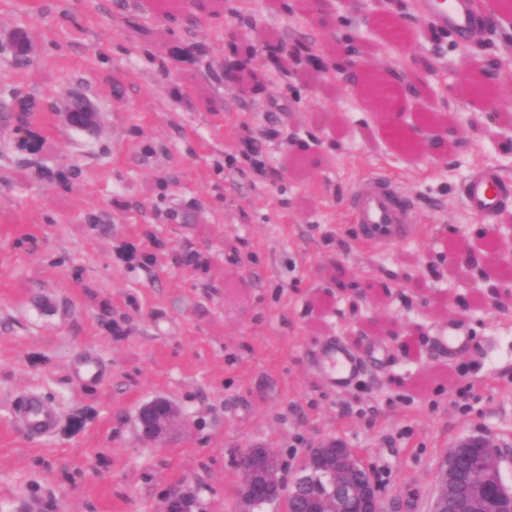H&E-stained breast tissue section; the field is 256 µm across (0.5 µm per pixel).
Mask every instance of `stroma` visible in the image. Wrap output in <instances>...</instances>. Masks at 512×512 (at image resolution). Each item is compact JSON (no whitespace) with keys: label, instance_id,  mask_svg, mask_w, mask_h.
Returning <instances> with one entry per match:
<instances>
[{"label":"stroma","instance_id":"1","mask_svg":"<svg viewBox=\"0 0 512 512\" xmlns=\"http://www.w3.org/2000/svg\"><path fill=\"white\" fill-rule=\"evenodd\" d=\"M182 4L0 0V512H161L177 483L193 512H233L248 448H270L290 481L329 437L357 452L382 512H430L443 454L470 435L494 441L512 483V291L488 298L512 271L476 285L450 261L492 224L463 184L481 169L512 184V155L483 99L446 91L469 53L512 64V23L461 41L401 0V37L369 50L435 65L432 113L459 116L472 142L439 160L393 142L367 89L292 64L260 92L225 82L226 24L309 44L363 31L351 7L324 26L296 0ZM75 94L90 130L64 121ZM369 174L413 198L414 237H357L350 195ZM450 280L471 312L449 303ZM453 331L461 350L440 341ZM339 344L366 359L342 391L323 370ZM158 394L188 421L149 444L134 416ZM31 395L56 408L51 435L27 434Z\"/></svg>","mask_w":512,"mask_h":512}]
</instances>
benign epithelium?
Returning a JSON list of instances; mask_svg holds the SVG:
<instances>
[{
  "instance_id": "1",
  "label": "benign epithelium",
  "mask_w": 512,
  "mask_h": 512,
  "mask_svg": "<svg viewBox=\"0 0 512 512\" xmlns=\"http://www.w3.org/2000/svg\"><path fill=\"white\" fill-rule=\"evenodd\" d=\"M368 18L361 36L337 39L336 54L325 59L310 53L302 58L305 69L322 77H337L335 60L346 57L352 61L353 76L338 77L344 85H367L382 107L389 109L407 97L416 98L420 90L433 91L431 80L436 76L433 64L416 73L404 69L399 82L384 80V74L371 73L362 58L361 46L379 28L377 21L388 17L381 8L383 0H352ZM253 69H224V80L240 83L256 82L269 66L279 67L291 58L296 48L282 42L257 43L251 46ZM67 123L84 129L93 126L95 115L84 99L76 97L66 112ZM400 137L411 145L421 144L442 156L447 147L443 133H430L423 125L399 127ZM455 260L466 266L472 282L486 281V269L495 265H512V224H497L490 230V244L482 254L463 252ZM185 419L181 408L166 396L158 395L143 403L135 415L140 436L150 442L164 440L173 427ZM239 483L237 512H255L264 503L288 500L289 512H381L379 491L358 454L336 441H319L310 449L302 465V474L291 484L284 482L281 467L269 449H248L237 464ZM495 505L494 512H512V486L504 484L500 455L493 440L486 436H470L449 449L438 470L432 512H484L485 503ZM193 499L182 486L171 487L163 500L162 512H191Z\"/></svg>"
}]
</instances>
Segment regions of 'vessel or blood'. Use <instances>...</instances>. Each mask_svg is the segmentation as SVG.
<instances>
[{
  "instance_id": "1",
  "label": "vessel or blood",
  "mask_w": 512,
  "mask_h": 512,
  "mask_svg": "<svg viewBox=\"0 0 512 512\" xmlns=\"http://www.w3.org/2000/svg\"><path fill=\"white\" fill-rule=\"evenodd\" d=\"M423 8L434 26L450 29L458 38H465L472 27L469 0H423ZM463 193L470 210L492 218L504 210L506 200L512 197V185L487 172L468 178ZM350 207L352 221L364 240L395 245L415 233L414 201L387 177L360 179L351 193ZM356 368L352 353L338 349L332 363L337 385L348 384ZM22 422L29 433L47 436L57 428L59 416L53 407L31 398L25 405Z\"/></svg>"
}]
</instances>
